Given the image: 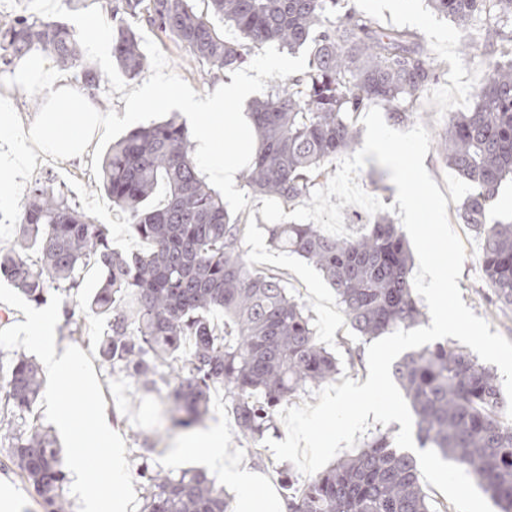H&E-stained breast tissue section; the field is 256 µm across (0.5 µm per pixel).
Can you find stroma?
<instances>
[{
	"label": "stroma",
	"instance_id": "stroma-1",
	"mask_svg": "<svg viewBox=\"0 0 512 512\" xmlns=\"http://www.w3.org/2000/svg\"><path fill=\"white\" fill-rule=\"evenodd\" d=\"M42 2L0 0V19L23 15L31 19L59 21L78 31L82 28L83 15L96 11L102 25L91 30L88 40L92 43L101 35L111 34L119 23L111 13L100 11L96 0H53L55 7L48 12L42 9ZM352 3L383 27L416 33L428 56L440 65L439 78L421 94L409 119L410 125H424L431 137H439L450 113L472 108L473 93L487 77L488 61L474 46L480 37L482 19L474 18L469 26L463 27L452 18L433 13L424 0H352ZM134 27L148 59L147 67L139 76L130 79L113 67L111 58L93 61V68L103 78L98 96L104 112L110 114L111 119L95 135L82 161L43 157L30 170L26 180L17 185L10 183L8 176L0 171V248L9 249L18 236L21 205L30 184L38 179H48L79 204L95 223L109 226L113 248L122 252L141 249L142 244L133 234L125 214L113 207L99 187L100 162L113 141L134 128L162 121L178 113L179 108L173 103L162 111L145 108L132 116L126 112L123 93L125 89L162 79L201 98L224 81L225 76L215 73L209 64L192 59L183 48L146 22H135ZM424 166L445 196L449 220L466 246V259L458 280L462 299L476 316L489 322L491 331L512 342V309L499 307L484 277L479 263L481 237L458 219L468 187L449 168L435 143L425 157ZM261 208L260 196L244 186L240 187L236 199L228 203L230 214L249 226L244 245L248 260L255 267L282 277L289 292L305 302L319 340L338 360L336 383H343L347 378L365 383L368 378L367 341L356 336L337 303L334 289L313 266L269 246ZM40 307L53 313L58 320L63 316V302L56 296H48ZM40 307L0 280V367L9 368L19 353L35 356L36 350L26 337L23 324L28 314ZM96 371L98 389L90 396L71 392L62 398L54 383L46 382L35 414L40 424L55 430L62 450L66 451L70 444L67 435L58 429V410H68L70 419L79 423L84 419L87 404H97L112 424V434L129 471L122 481L125 510L137 512L141 495L137 469L145 464L167 465L177 473L202 468V461L194 457L183 456L175 461L168 457L170 450L197 437L198 432L193 429L170 438L164 436L158 427L165 395L135 394L131 378L112 372L108 364L97 363ZM219 422L224 425V445L234 458L265 474L277 497L287 500L289 483H302L303 474L291 462L277 460L271 449H262L258 454L250 451L248 442L234 432L233 417L227 412L224 393L220 390L211 397L205 424L210 427Z\"/></svg>",
	"mask_w": 512,
	"mask_h": 512
}]
</instances>
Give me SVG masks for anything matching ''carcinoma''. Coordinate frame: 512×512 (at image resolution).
Segmentation results:
<instances>
[{
	"mask_svg": "<svg viewBox=\"0 0 512 512\" xmlns=\"http://www.w3.org/2000/svg\"><path fill=\"white\" fill-rule=\"evenodd\" d=\"M350 0H207L211 13L240 33L228 43L196 11L194 0H102L113 12L144 17L189 54L218 72L244 64L251 46L310 47L308 70L276 85L256 103L258 146L242 171L253 193L284 205L311 200L327 177L324 160L355 150L347 120L372 104L407 120L439 66L418 37L384 29ZM437 13L467 25L484 17L485 48L499 55L467 112L452 113L439 148L470 192L460 222L482 236L480 263L497 301L512 306V222L486 225L489 204L512 178V0H427ZM82 35L68 26L26 18L0 22V66L38 49L66 69H80L78 89L94 97L95 69L81 60ZM112 57L128 77L147 59L129 25L112 30ZM101 187L127 216L147 249L112 248L96 224L45 181L26 194L19 237L0 256V279L36 304L62 298L69 335L82 330L69 305L81 274L94 265L102 284L88 300L107 316L99 354L132 379L134 392L167 390L172 428L199 423L210 393L224 389L239 435L261 447L277 408L333 380L336 357L317 339L312 318L284 282L248 263L246 225L200 175L186 127L171 116L138 127L112 144ZM269 243L315 266L335 288L359 336L371 340L423 320L409 281L411 254L387 214L354 240L315 224H273ZM39 243L38 257L30 256ZM392 375L414 416L419 446L468 470L499 512H512V420L498 378L463 348L435 342L403 355ZM39 366L23 354L0 374V444L44 512H70L67 463L51 430L37 424ZM144 479L139 512H229L224 488L195 470L175 475L157 464ZM288 512H435L416 457L379 433L288 494Z\"/></svg>",
	"mask_w": 512,
	"mask_h": 512,
	"instance_id": "carcinoma-1",
	"label": "carcinoma"
}]
</instances>
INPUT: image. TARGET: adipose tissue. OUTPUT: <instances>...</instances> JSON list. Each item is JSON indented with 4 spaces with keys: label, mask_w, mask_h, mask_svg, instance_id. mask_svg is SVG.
Here are the masks:
<instances>
[{
    "label": "adipose tissue",
    "mask_w": 512,
    "mask_h": 512,
    "mask_svg": "<svg viewBox=\"0 0 512 512\" xmlns=\"http://www.w3.org/2000/svg\"><path fill=\"white\" fill-rule=\"evenodd\" d=\"M255 81V76L241 74L216 86L203 101L171 83L147 84L129 92L127 109L136 112L144 106L161 108L170 101H179L185 112L196 117L195 153L207 161L205 174L208 180L223 187L225 194L230 195L237 191L240 174L256 148L252 122L239 109L240 103L252 94ZM1 85L8 90L35 93L44 103L43 109L34 116L33 133L25 151L17 152L9 145L0 144V170L9 173L12 180L24 178L31 164L47 154L67 161L81 158L95 131L106 123L100 105L57 73L52 58L41 51H31L16 60L12 75ZM223 130L233 131L235 138L225 143L223 154L217 155L213 147L217 134ZM27 331L46 373L55 379L59 391H67L72 383L81 385L88 392L96 389V374L90 355L81 349L59 347L50 315L33 313L28 320ZM60 422L70 429V460L82 484L87 512H114L115 503L95 478L96 462L111 457V426L96 407L87 408L83 424L71 425L65 416ZM180 452L205 459L223 473L225 482L240 488L236 512H288L286 505L272 496L266 478L239 467L224 446L222 426H213L206 433L185 442Z\"/></svg>",
    "instance_id": "1"
}]
</instances>
